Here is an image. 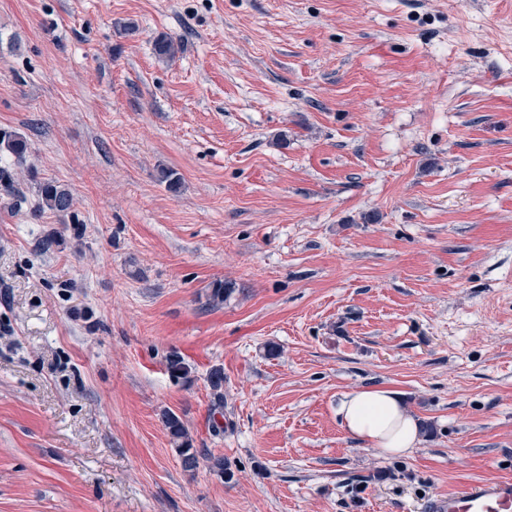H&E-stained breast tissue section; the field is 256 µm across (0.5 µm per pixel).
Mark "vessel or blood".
<instances>
[{
  "instance_id": "b4317fda",
  "label": "vessel or blood",
  "mask_w": 512,
  "mask_h": 512,
  "mask_svg": "<svg viewBox=\"0 0 512 512\" xmlns=\"http://www.w3.org/2000/svg\"><path fill=\"white\" fill-rule=\"evenodd\" d=\"M425 512H512V480L482 482L436 498Z\"/></svg>"
}]
</instances>
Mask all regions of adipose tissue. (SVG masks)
I'll use <instances>...</instances> for the list:
<instances>
[{"mask_svg": "<svg viewBox=\"0 0 512 512\" xmlns=\"http://www.w3.org/2000/svg\"><path fill=\"white\" fill-rule=\"evenodd\" d=\"M337 415L346 432L384 455L408 454L421 441L418 417L394 389L373 387L349 392L343 395Z\"/></svg>", "mask_w": 512, "mask_h": 512, "instance_id": "ef3b65f1", "label": "adipose tissue"}]
</instances>
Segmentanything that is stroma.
Here are the masks:
<instances>
[{
  "mask_svg": "<svg viewBox=\"0 0 512 512\" xmlns=\"http://www.w3.org/2000/svg\"><path fill=\"white\" fill-rule=\"evenodd\" d=\"M4 131L0 512H423L512 479V0H0ZM371 386L409 455L342 428ZM38 195L42 209L46 208L61 216L71 214L75 202L72 192L67 187L53 182L39 184ZM337 415L346 432L382 455H406L421 442L420 420L395 389L373 387L349 392L343 395ZM162 419L166 429L173 439V442L181 450L184 466L188 469L194 468L197 461L196 450L192 448L191 440L185 426L173 413H163Z\"/></svg>",
  "mask_w": 512,
  "mask_h": 512,
  "instance_id": "obj_1",
  "label": "stroma"
}]
</instances>
